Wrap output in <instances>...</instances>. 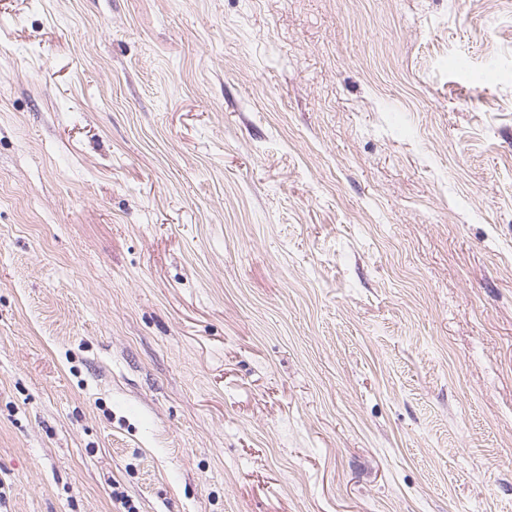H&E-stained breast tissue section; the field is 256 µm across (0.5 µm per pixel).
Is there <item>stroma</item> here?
<instances>
[{
  "label": "stroma",
  "instance_id": "obj_1",
  "mask_svg": "<svg viewBox=\"0 0 512 512\" xmlns=\"http://www.w3.org/2000/svg\"><path fill=\"white\" fill-rule=\"evenodd\" d=\"M0 512H512V0H0Z\"/></svg>",
  "mask_w": 512,
  "mask_h": 512
}]
</instances>
